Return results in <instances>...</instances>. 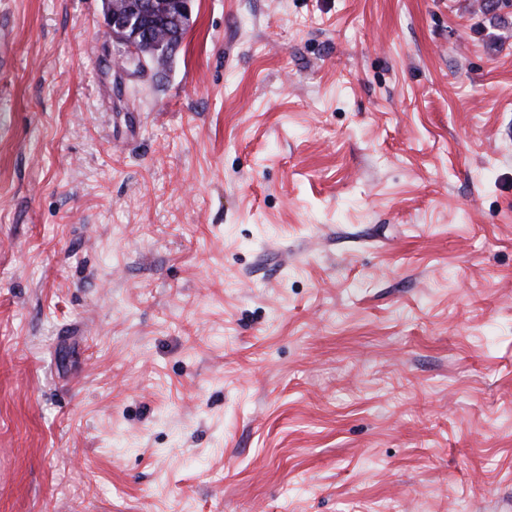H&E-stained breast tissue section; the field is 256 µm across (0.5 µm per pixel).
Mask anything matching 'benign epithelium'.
<instances>
[{
	"label": "benign epithelium",
	"instance_id": "benign-epithelium-1",
	"mask_svg": "<svg viewBox=\"0 0 512 512\" xmlns=\"http://www.w3.org/2000/svg\"><path fill=\"white\" fill-rule=\"evenodd\" d=\"M191 0H105L109 11L107 27L112 34L113 51L130 64L141 67L145 53L137 43L162 46L166 38L153 31L165 22L190 15Z\"/></svg>",
	"mask_w": 512,
	"mask_h": 512
}]
</instances>
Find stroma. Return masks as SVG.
Masks as SVG:
<instances>
[{"instance_id":"stroma-1","label":"stroma","mask_w":512,"mask_h":512,"mask_svg":"<svg viewBox=\"0 0 512 512\" xmlns=\"http://www.w3.org/2000/svg\"><path fill=\"white\" fill-rule=\"evenodd\" d=\"M0 30V512H512V5Z\"/></svg>"}]
</instances>
